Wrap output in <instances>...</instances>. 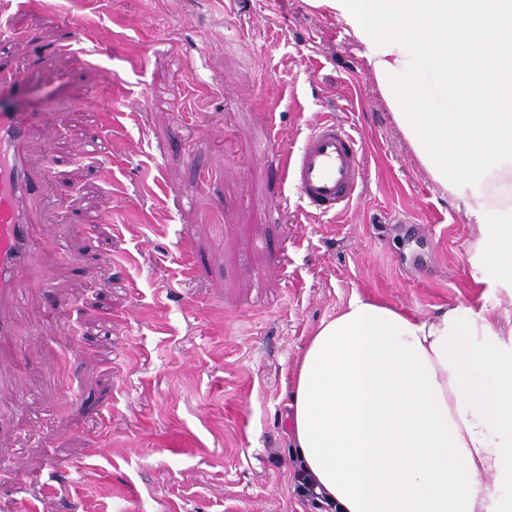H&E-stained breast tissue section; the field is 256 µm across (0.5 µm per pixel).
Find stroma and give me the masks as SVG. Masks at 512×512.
Returning a JSON list of instances; mask_svg holds the SVG:
<instances>
[{
  "label": "stroma",
  "mask_w": 512,
  "mask_h": 512,
  "mask_svg": "<svg viewBox=\"0 0 512 512\" xmlns=\"http://www.w3.org/2000/svg\"><path fill=\"white\" fill-rule=\"evenodd\" d=\"M12 28L36 41H0V68L31 73L10 105L62 119L30 145L49 191L0 339V461L22 462L0 512H320L288 448L301 348L357 295L480 308L473 218L420 166L363 46L308 0H47ZM77 28L97 68L54 54ZM326 116L362 143L358 199L279 209L272 130L296 145ZM50 273L63 293L39 286Z\"/></svg>",
  "instance_id": "35a3bbf8"
}]
</instances>
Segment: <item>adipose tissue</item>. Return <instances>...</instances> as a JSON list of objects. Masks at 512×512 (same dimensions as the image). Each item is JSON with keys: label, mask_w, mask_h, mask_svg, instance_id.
I'll return each mask as SVG.
<instances>
[{"label": "adipose tissue", "mask_w": 512, "mask_h": 512, "mask_svg": "<svg viewBox=\"0 0 512 512\" xmlns=\"http://www.w3.org/2000/svg\"><path fill=\"white\" fill-rule=\"evenodd\" d=\"M365 49L431 180L478 226L488 300L430 316L354 297L309 336L289 392L291 446L336 512H512V0H309ZM498 185L488 188L489 172Z\"/></svg>", "instance_id": "ef3b65f1"}]
</instances>
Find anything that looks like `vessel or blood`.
<instances>
[{"label":"vessel or blood","mask_w":512,"mask_h":512,"mask_svg":"<svg viewBox=\"0 0 512 512\" xmlns=\"http://www.w3.org/2000/svg\"><path fill=\"white\" fill-rule=\"evenodd\" d=\"M38 115L11 111L0 101V337L15 333L17 274L35 259L32 202L46 194L45 181L27 146ZM283 177L316 213L339 214L352 204L364 179L362 147L343 124L316 123L295 150L281 155Z\"/></svg>","instance_id":"vessel-or-blood-1"}]
</instances>
